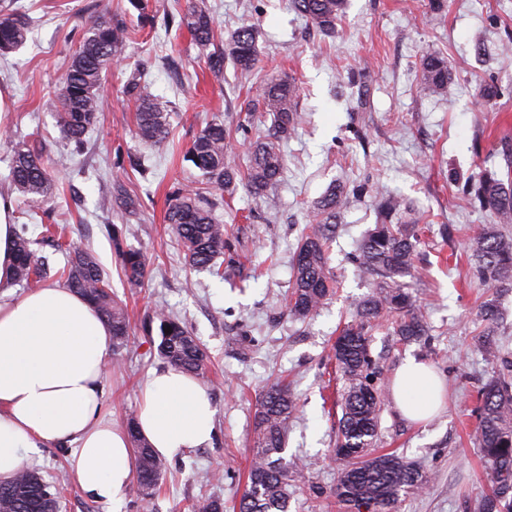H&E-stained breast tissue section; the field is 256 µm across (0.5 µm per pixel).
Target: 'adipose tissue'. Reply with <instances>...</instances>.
Returning a JSON list of instances; mask_svg holds the SVG:
<instances>
[{
  "label": "adipose tissue",
  "instance_id": "ef3b65f1",
  "mask_svg": "<svg viewBox=\"0 0 512 512\" xmlns=\"http://www.w3.org/2000/svg\"><path fill=\"white\" fill-rule=\"evenodd\" d=\"M12 201L0 193V482L24 467L29 453L69 445L70 472L91 499L118 502L135 472L126 431L102 414V376L112 330L84 298L49 284L23 295L13 285ZM137 427L160 456L206 445L215 409L200 382L169 368L139 387ZM392 397L401 415L419 421L443 404V383L424 362L406 359Z\"/></svg>",
  "mask_w": 512,
  "mask_h": 512
}]
</instances>
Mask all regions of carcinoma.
Instances as JSON below:
<instances>
[{
    "mask_svg": "<svg viewBox=\"0 0 512 512\" xmlns=\"http://www.w3.org/2000/svg\"><path fill=\"white\" fill-rule=\"evenodd\" d=\"M346 0H291L292 9L320 30L334 34ZM178 25L186 28L203 52L209 71L216 77L230 59L244 75L258 65L259 31L244 24L224 40L225 49L208 51L212 45L214 22L205 0H189ZM82 38L61 82L57 124L67 141L79 151L84 137L97 118L102 81L120 59L123 44L130 38L124 24L106 14L90 13L82 25ZM27 22L15 13L0 16V55L25 40ZM422 90L448 96L453 80L445 58L430 54L421 61ZM127 92L136 103L135 135L155 144L166 141L168 114L155 99L139 92L137 78L127 83ZM298 87L284 78L266 85L254 99L244 101L243 120L254 113L272 117L271 129L256 131L245 154L230 146L224 123L212 121L195 136L185 158L203 172L207 183L220 191H231L242 176L248 192L262 200L270 211L277 201L270 190L280 181L285 160L278 144L292 137L301 123L296 108ZM62 157L48 164L42 148L19 143L14 147L10 180L25 197L42 203L56 196L55 168L64 166ZM468 187L480 207L488 210L494 224L484 226L473 238L474 274L495 292H512V236L497 225L512 224V182L505 183L489 169ZM349 201L346 186L334 184L313 206L314 218L302 233L294 255L293 283L288 295L289 311L298 318L317 312L335 294L336 275L329 266V250L336 234V214ZM171 232L183 249L189 266L215 268L224 254L225 227L214 215V202L198 187H185L170 196L165 216ZM420 216L408 212L396 198L388 196L379 206V220L361 240L355 254L360 273L378 279L377 285L356 304L355 318L344 325L333 347L342 416L336 447L329 456L342 462L331 496L344 512H398L401 497L423 491L429 472L418 462L395 453L375 451L379 420L385 402L382 371L372 356L370 336L382 321L390 323L391 334L399 341H420L430 336V327L405 291L399 278L410 273L419 240ZM44 239L54 251L65 255L60 271L65 287L85 297L112 326V351L127 345L130 336L128 315L114 299L109 281L92 253L77 242L46 228ZM14 280L21 285L38 283L50 276V257L32 249L28 226L16 234ZM128 282L139 285L146 275V259L138 250L117 246ZM160 342L157 350L164 364L195 377L206 375L209 357L192 331L179 319L157 312ZM476 349L501 368L478 389V423L474 440L493 479L491 492L474 506V512H512V365L500 361L497 345L488 338ZM298 403L288 383L278 379L263 392L255 416L254 448L248 474V488L239 502V512H289L288 481L304 476L308 464L299 457L284 456L290 421ZM129 431L138 456L136 484L147 499L159 484L166 462L142 441L129 421ZM0 509L3 512H59L58 493L37 472L22 471L0 482Z\"/></svg>",
    "mask_w": 512,
    "mask_h": 512,
    "instance_id": "carcinoma-1",
    "label": "carcinoma"
}]
</instances>
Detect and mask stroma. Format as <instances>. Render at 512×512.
<instances>
[{
	"mask_svg": "<svg viewBox=\"0 0 512 512\" xmlns=\"http://www.w3.org/2000/svg\"><path fill=\"white\" fill-rule=\"evenodd\" d=\"M206 3L216 43L242 24L258 25L260 62L251 75L228 62L215 77L190 34L166 26V16L180 15L185 0H0V14L18 12L29 20L24 45L0 55V90L8 97L0 118V192L10 196L16 143L44 140L48 160L70 150L54 112L85 16L111 13L136 30L105 80L83 153L58 174L53 205L25 202L13 217L28 225L37 251L51 256L57 269L64 258L41 243L42 226L66 225L68 236L96 257L128 313L129 341L111 357L102 382L105 418L126 424L138 409L141 380L162 365L158 337L145 331L156 311L183 321L207 352L211 370L204 387L216 408L210 444L170 459L147 505L133 491L113 505L88 498L71 479L70 450L63 446L30 455L27 467L47 482H61L59 512H190L210 498L233 512L248 484L258 398L281 377L299 404L287 452L319 461L308 478L289 486L290 512H339L334 499L314 500L309 490L331 487L339 469L328 457L341 415L331 346L373 287L353 262L357 245L377 220L381 195H398L426 216L415 268L403 283L431 325L432 340L406 345L379 331L371 352L389 378L407 357L429 363L446 394L442 411L420 423L386 401L378 449L421 461L431 473L428 487L406 496L400 512H466L467 502L490 488L473 432L476 391L494 367L473 345L481 330L475 313L492 291L473 275L469 246L493 217L470 205L462 187L482 170L503 171L501 151L512 141V55L500 52L501 43L512 40V0H444L440 13L431 11L429 0H348L333 37L298 17L290 0ZM430 53L447 59L453 98L421 94L420 64ZM138 64L142 92L168 114L170 136L161 145L134 134L136 104L125 86ZM277 76L297 82L303 116L297 133L280 145L286 165L272 190L278 210L269 214L238 185L215 210L226 228L217 260L222 275L189 269L165 222L169 194L205 184L183 155L213 120L243 144L240 107ZM486 84L497 86V98H483ZM334 183L354 191L329 255L337 290L317 313L299 319L285 308L297 241L314 201ZM117 239L146 256L148 275L140 287H132L121 269Z\"/></svg>",
	"mask_w": 512,
	"mask_h": 512,
	"instance_id": "obj_1",
	"label": "stroma"
}]
</instances>
